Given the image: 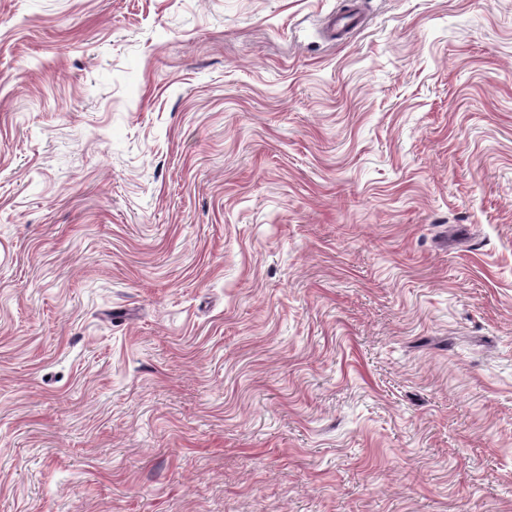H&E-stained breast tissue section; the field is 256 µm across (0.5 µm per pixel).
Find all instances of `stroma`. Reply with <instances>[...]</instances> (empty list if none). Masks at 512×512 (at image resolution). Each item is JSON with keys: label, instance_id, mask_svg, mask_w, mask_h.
Returning <instances> with one entry per match:
<instances>
[{"label": "stroma", "instance_id": "stroma-1", "mask_svg": "<svg viewBox=\"0 0 512 512\" xmlns=\"http://www.w3.org/2000/svg\"><path fill=\"white\" fill-rule=\"evenodd\" d=\"M0 0V512H512V0Z\"/></svg>", "mask_w": 512, "mask_h": 512}]
</instances>
